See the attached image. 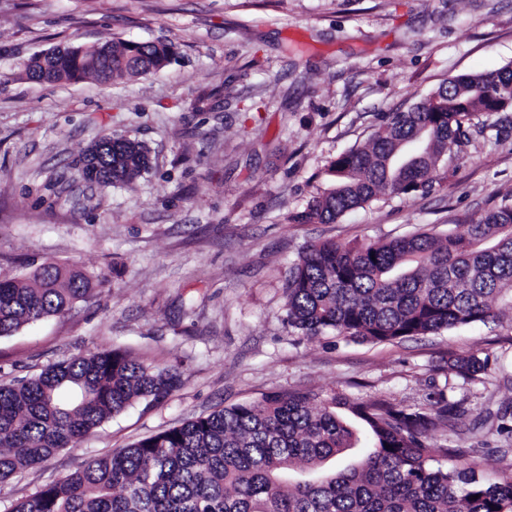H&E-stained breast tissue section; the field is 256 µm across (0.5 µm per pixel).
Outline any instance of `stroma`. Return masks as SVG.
<instances>
[{"label": "stroma", "instance_id": "obj_1", "mask_svg": "<svg viewBox=\"0 0 512 512\" xmlns=\"http://www.w3.org/2000/svg\"><path fill=\"white\" fill-rule=\"evenodd\" d=\"M106 39L174 56L109 83L22 75L37 54ZM511 63L512 0H0V278L55 261L99 280L69 314L0 337V383L115 348L182 379L0 484V512L92 458L290 389L406 408L448 395L465 411L431 439L512 476V316L393 343L307 338L285 321L283 288L310 243L460 233L511 197L512 109L480 116L428 192L289 221L386 114ZM103 133L144 141L151 169L96 200L73 173ZM470 353L489 370L466 382L448 358Z\"/></svg>", "mask_w": 512, "mask_h": 512}]
</instances>
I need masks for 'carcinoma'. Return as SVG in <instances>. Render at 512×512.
<instances>
[{"label":"carcinoma","instance_id":"obj_1","mask_svg":"<svg viewBox=\"0 0 512 512\" xmlns=\"http://www.w3.org/2000/svg\"><path fill=\"white\" fill-rule=\"evenodd\" d=\"M24 66L39 83L138 77L170 62L162 43L102 42ZM512 106V65L458 75L392 112L369 144L336 157L334 181L290 217L330 224L386 195L433 186L473 121ZM103 192L150 169L144 142L102 135ZM93 275L45 262L0 278V336L62 315L93 296ZM288 326L299 336L390 343L498 319L512 309V198L462 235L362 244L321 241L299 252L285 282ZM475 354L448 370L469 381L487 372ZM181 383L118 350L81 353L12 384H0V483L82 442L140 400ZM432 418L384 400L327 398L290 390L225 407L94 458L20 502L15 512H512V477L461 462L473 448L430 441Z\"/></svg>","mask_w":512,"mask_h":512}]
</instances>
